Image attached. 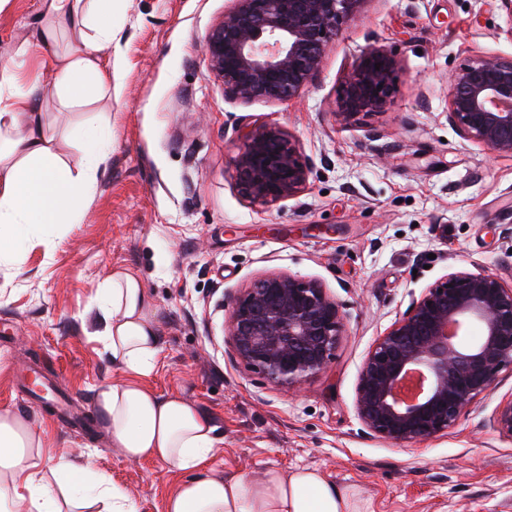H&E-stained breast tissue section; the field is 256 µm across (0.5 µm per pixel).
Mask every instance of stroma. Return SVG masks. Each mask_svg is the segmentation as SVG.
I'll list each match as a JSON object with an SVG mask.
<instances>
[{"label":"stroma","instance_id":"35a3bbf8","mask_svg":"<svg viewBox=\"0 0 512 512\" xmlns=\"http://www.w3.org/2000/svg\"><path fill=\"white\" fill-rule=\"evenodd\" d=\"M228 0H115L120 87L68 118L43 58L23 75L57 136L102 123L112 149L80 223L28 238L22 265L0 261V409L24 416L52 452L91 458L138 512H164L186 472L133 462L111 446L98 389L124 380L96 333L97 292L114 268L140 272L159 336L146 383L207 412L221 475L308 467L349 489L363 512H512V438L493 426L512 371L448 433L390 445L357 418L370 346L424 288L486 268L512 284V157L459 138L448 83L466 60L512 56L496 0H366L290 103L228 99L204 36ZM41 0L0 7V58L25 38ZM400 66L378 113L343 124V77L370 45ZM289 133L314 167L302 193L264 206L235 181L242 125ZM292 274L336 299L344 327L329 365L301 387L274 386L234 357L227 305L257 277Z\"/></svg>","mask_w":512,"mask_h":512}]
</instances>
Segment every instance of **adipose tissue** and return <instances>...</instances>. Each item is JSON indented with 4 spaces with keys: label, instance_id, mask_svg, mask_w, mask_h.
I'll use <instances>...</instances> for the list:
<instances>
[{
    "label": "adipose tissue",
    "instance_id": "1",
    "mask_svg": "<svg viewBox=\"0 0 512 512\" xmlns=\"http://www.w3.org/2000/svg\"><path fill=\"white\" fill-rule=\"evenodd\" d=\"M96 0H44L32 36L0 66V254L21 263V227L76 224L89 211L97 173L108 159L112 131L105 125L53 133L42 106L18 74L41 50L60 107L82 109L112 96L118 67L112 58V13ZM68 34L60 47L59 34ZM75 146L77 165L61 154ZM99 333L129 381L102 386L95 408L109 440L131 460H153L189 472L165 512H358L347 489L316 469L267 470L261 478L223 476L207 467L218 440L211 417L177 395L142 384L159 351L152 299L139 273L114 269L100 289ZM0 512H134L111 479L89 466L45 455L43 442L11 410H0Z\"/></svg>",
    "mask_w": 512,
    "mask_h": 512
}]
</instances>
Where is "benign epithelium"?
I'll return each mask as SVG.
<instances>
[{"label": "benign epithelium", "mask_w": 512, "mask_h": 512, "mask_svg": "<svg viewBox=\"0 0 512 512\" xmlns=\"http://www.w3.org/2000/svg\"><path fill=\"white\" fill-rule=\"evenodd\" d=\"M365 2L231 0L205 36L210 73L232 100L292 101L315 81L329 42ZM397 67L386 48L363 52L344 77L336 120L381 111ZM448 125L462 140L512 157V57L483 55L456 70L448 86ZM311 169L278 127L242 135L236 184L253 203L297 196ZM225 324L242 362L268 383L290 388L330 363L343 316L318 282L269 274L230 300ZM506 368L512 369V286L488 270H459L425 288L374 341L359 372L357 417L392 445L434 438ZM493 423L512 438V400L497 407Z\"/></svg>", "instance_id": "obj_1"}]
</instances>
